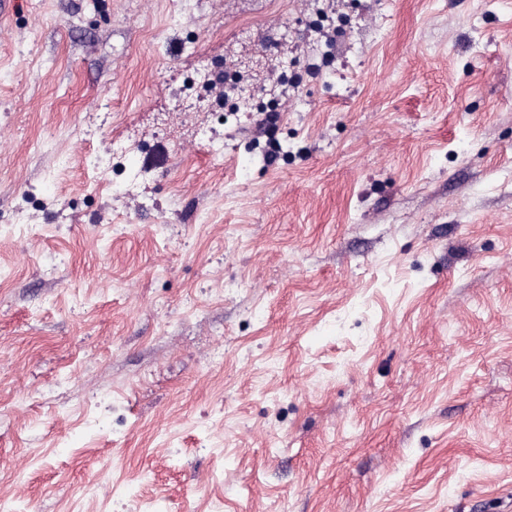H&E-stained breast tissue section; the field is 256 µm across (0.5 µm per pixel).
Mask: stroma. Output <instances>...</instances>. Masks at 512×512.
Masks as SVG:
<instances>
[{
  "mask_svg": "<svg viewBox=\"0 0 512 512\" xmlns=\"http://www.w3.org/2000/svg\"><path fill=\"white\" fill-rule=\"evenodd\" d=\"M0 499L512 512V0H14Z\"/></svg>",
  "mask_w": 512,
  "mask_h": 512,
  "instance_id": "stroma-1",
  "label": "stroma"
}]
</instances>
